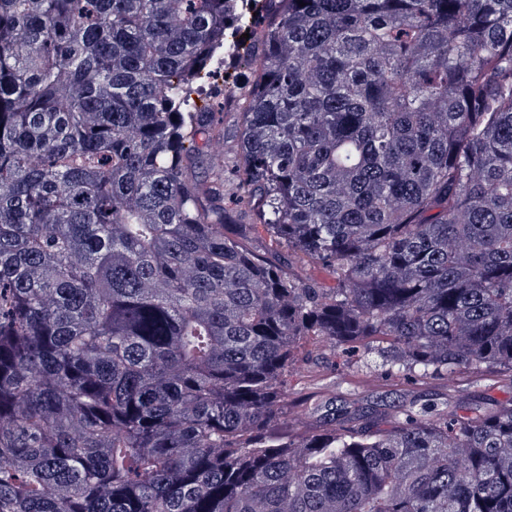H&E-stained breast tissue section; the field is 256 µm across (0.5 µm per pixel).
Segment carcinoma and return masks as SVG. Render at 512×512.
<instances>
[{
	"label": "carcinoma",
	"mask_w": 512,
	"mask_h": 512,
	"mask_svg": "<svg viewBox=\"0 0 512 512\" xmlns=\"http://www.w3.org/2000/svg\"><path fill=\"white\" fill-rule=\"evenodd\" d=\"M303 3L0 0V512H512V399L272 433L303 340L512 371V0Z\"/></svg>",
	"instance_id": "cac0c4a2"
}]
</instances>
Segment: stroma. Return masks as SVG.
<instances>
[{
  "instance_id": "1",
  "label": "stroma",
  "mask_w": 512,
  "mask_h": 512,
  "mask_svg": "<svg viewBox=\"0 0 512 512\" xmlns=\"http://www.w3.org/2000/svg\"><path fill=\"white\" fill-rule=\"evenodd\" d=\"M288 413L279 434L293 438L325 424V410L355 405L407 406L432 404L448 413H464L476 404L512 398V372L458 368L445 376L405 380L385 373L381 359L371 354L352 362L340 350L318 345L312 361L290 370Z\"/></svg>"
}]
</instances>
